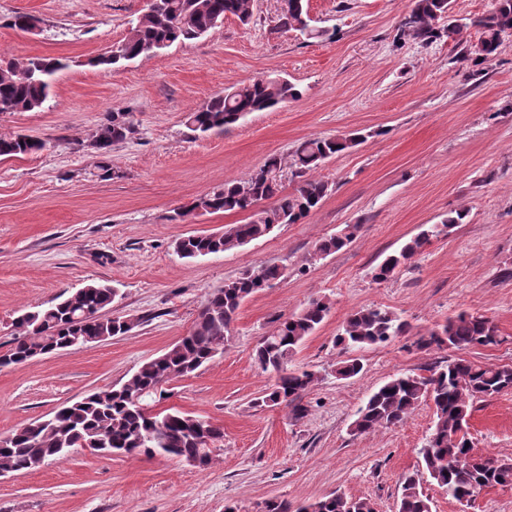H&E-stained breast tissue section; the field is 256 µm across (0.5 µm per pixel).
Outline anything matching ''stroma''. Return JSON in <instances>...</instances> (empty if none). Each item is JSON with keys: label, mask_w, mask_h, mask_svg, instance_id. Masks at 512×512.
Here are the masks:
<instances>
[{"label": "stroma", "mask_w": 512, "mask_h": 512, "mask_svg": "<svg viewBox=\"0 0 512 512\" xmlns=\"http://www.w3.org/2000/svg\"><path fill=\"white\" fill-rule=\"evenodd\" d=\"M146 0H0V52L71 59L56 74L42 109L0 112V133L22 132L47 150L0 160V352L9 349L22 309L101 282L119 288L108 316L131 319L123 336L0 368V436L62 406L127 380L191 329L207 294L261 264L285 276L241 306L222 355L170 382L161 408L174 407L224 431L207 468L143 455L80 448L68 458L0 477V512H260L269 499L313 501L339 491L397 512L401 480L418 469L434 425L430 403L402 423L366 435L350 430L368 395L402 373H425L446 351L419 347L438 324L462 311L496 324L501 342L464 357L512 365V34L493 61L467 58L478 28L424 44L400 37L411 0H307L322 41L276 31L278 0H254L249 25L227 17L207 36L118 67L87 57L122 40ZM26 13L34 33L12 25ZM256 77L284 78L297 99L254 112L224 131L200 135L188 112ZM132 134L108 156L100 177L93 146L115 110ZM364 133L360 145L316 173L331 190L303 223L225 253L180 258L176 239L223 231L242 213L179 207L243 181L278 155L290 165L303 139ZM463 210V224L425 246L390 280L372 268L416 235ZM354 239L321 260L316 242L344 225ZM316 297L332 308L297 349L295 367L318 384L307 412L256 407L271 378L252 352L277 319ZM373 305L399 313L407 330L384 345L355 349L362 372L337 378L344 354L336 334L347 315ZM474 452L512 461V390L474 402L468 421ZM432 512H512V488L483 489L466 504L428 483Z\"/></svg>", "instance_id": "obj_1"}]
</instances>
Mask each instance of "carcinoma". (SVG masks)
<instances>
[{"instance_id":"1","label":"carcinoma","mask_w":512,"mask_h":512,"mask_svg":"<svg viewBox=\"0 0 512 512\" xmlns=\"http://www.w3.org/2000/svg\"><path fill=\"white\" fill-rule=\"evenodd\" d=\"M450 0H413V23L400 28V36L429 43L443 35L463 33V26L448 21ZM233 16L246 25L253 16V0H159L146 6L117 48L89 60L92 66L114 65L156 54L176 42L195 40L209 34ZM482 36L470 48L473 65L481 66L496 55L502 36L512 32V0H495L488 14L475 20ZM277 28L296 31L308 40H322L328 30L312 24L305 0H280ZM64 67L58 59L31 57L0 65V112H30L43 107L50 96L53 77ZM298 96L288 82L255 78L205 101L187 113V126L202 134L222 131L252 112H262ZM133 132L129 113L114 112L94 135L101 155L112 144ZM362 134L344 138H310L293 153L294 175L301 178L290 192L281 182L282 160L268 158L242 182L198 198L179 217L195 211L246 213L241 224H228L219 234H190L176 241L175 252L187 259L239 249L268 235L281 224H297L316 209L329 193V183L309 176L339 152L358 146ZM46 143L23 133H0V159L35 154ZM466 213L448 214L438 224L421 230L399 251L386 256L372 268V279L383 282L419 253L431 238L449 233L462 223ZM360 225L347 224L341 233L320 239L312 258L326 257L352 241ZM285 276L277 265H261L210 292L187 336L159 357L142 364L118 387L94 393L58 410L51 418L36 420L0 437V470L22 471L48 459L65 457L73 448H93L118 454L175 457L199 467L207 466L224 432L209 421L174 407L154 413L164 398L161 384L192 375L223 352L244 301L255 292ZM116 296L105 283H90L46 307L37 306L18 317L20 335L14 345L0 354V367L85 343L120 336L132 328L121 316L106 317ZM331 310L323 298L312 299L299 312L278 320L255 349L254 358L275 383L256 400L259 407L285 403L300 418L306 407L297 403L318 383V375L289 366L293 354L312 335ZM400 316L382 307L352 312L342 323L336 344L347 350L384 343L405 332ZM500 342L497 326L489 318L462 311L429 332L421 340L426 347L465 350ZM363 370L358 358L337 362L336 374L353 378ZM512 390V365H479L456 357L430 369V375L403 374L373 391L358 409L351 431L356 435L375 432L403 422L421 402H430L434 427L419 449L421 468L404 476L398 512H432L431 499L423 491L425 478L436 482L449 498L468 503L486 487L512 486V463L476 456L466 446L464 433L473 403ZM262 512H374L369 500L333 493L312 502L293 506L284 500H268Z\"/></svg>"}]
</instances>
